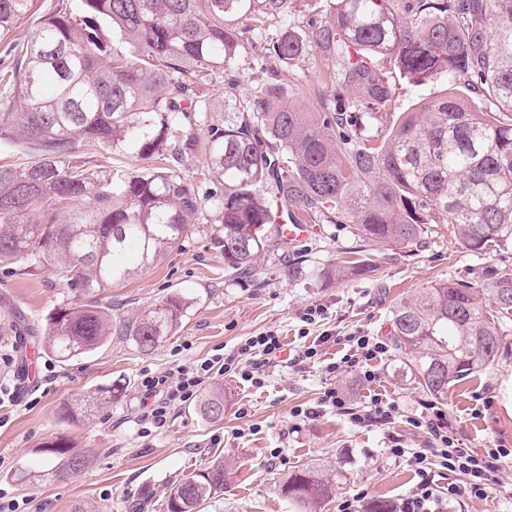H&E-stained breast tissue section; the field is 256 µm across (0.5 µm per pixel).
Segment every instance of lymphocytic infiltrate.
Listing matches in <instances>:
<instances>
[{"instance_id": "1", "label": "lymphocytic infiltrate", "mask_w": 512, "mask_h": 512, "mask_svg": "<svg viewBox=\"0 0 512 512\" xmlns=\"http://www.w3.org/2000/svg\"><path fill=\"white\" fill-rule=\"evenodd\" d=\"M324 342V337H317L288 355V366L304 368L316 364L325 377L317 408L294 409V416L312 420L316 418L318 410H331L345 416L354 426L378 428L390 427L401 420L411 431L424 435L426 439L424 448L411 454L398 444L390 450L392 456L406 458L418 477L409 495L392 504V512H451L458 491L454 488L440 491L431 477V469L436 465L448 472L465 475L467 493L472 498L485 499L495 493L512 499V486L503 480L505 468L512 461V450L488 448L479 453L464 447L445 412L436 405H424L419 413L404 418L396 401L377 397L359 405L340 386L339 379L346 373L354 374L361 385L378 380L379 372L375 364L389 350L381 337L365 334L343 337L345 352L331 362L322 359L320 346ZM280 352H283L280 336L268 331L247 337L231 352L218 353L194 367L178 369L176 377L145 378L142 385L151 402L146 406L143 422L163 426L171 404L194 400L203 384L214 374L228 375L252 386H261L266 366L274 363Z\"/></svg>"}]
</instances>
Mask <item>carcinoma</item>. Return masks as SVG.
Returning <instances> with one entry per match:
<instances>
[{"instance_id": "1", "label": "carcinoma", "mask_w": 512, "mask_h": 512, "mask_svg": "<svg viewBox=\"0 0 512 512\" xmlns=\"http://www.w3.org/2000/svg\"><path fill=\"white\" fill-rule=\"evenodd\" d=\"M33 0H0V39ZM296 0H52L8 75L0 150L17 142L37 159L0 165V264L54 273L92 295L129 281L179 245L188 224L215 213L211 244L224 269L253 272L270 247L276 210L294 224H348L356 241L416 243L449 224L466 249L512 251V0H318L296 24ZM259 48L265 79L241 92V48ZM314 48L336 63L330 93L308 112L288 73ZM379 58V63L372 58ZM399 75L414 84L467 82L499 116L457 93L423 100L388 123ZM224 77V117L205 86ZM204 135L199 194L180 163ZM128 152L145 166L91 165L81 147ZM188 310L177 292L134 319L90 301L47 317L42 348L62 362L121 336L149 351ZM512 265L476 282L450 280L400 301L393 343L433 398L509 355ZM195 412L224 418V388ZM40 452L58 473L89 456L59 435ZM337 482L315 467L279 480L291 512H327ZM224 491L213 461L172 490L166 512H202Z\"/></svg>"}]
</instances>
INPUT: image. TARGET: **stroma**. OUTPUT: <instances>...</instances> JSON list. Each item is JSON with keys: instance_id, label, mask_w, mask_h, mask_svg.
Here are the masks:
<instances>
[{"instance_id": "35a3bbf8", "label": "stroma", "mask_w": 512, "mask_h": 512, "mask_svg": "<svg viewBox=\"0 0 512 512\" xmlns=\"http://www.w3.org/2000/svg\"><path fill=\"white\" fill-rule=\"evenodd\" d=\"M327 66L312 49L294 68L299 104L318 107ZM215 226L211 211L199 213L178 247L134 279L98 293L99 304L120 318L137 316L172 292L192 298L180 328L151 351L116 337L90 357L63 363L34 355V337L0 336V501L15 504L17 512H73L77 506L84 512H166L172 489L216 459L225 465L224 491L203 512H288L278 480L302 464L339 475L340 499L360 492L365 502L381 497L393 503L412 491L416 477L388 450L395 441L407 452L420 450L424 436L401 423L386 430L356 427L331 411L313 420L294 417L295 408L317 404L324 386L318 368L267 367L259 388L216 376L224 388L223 420L203 421L193 404H176L164 426L148 429L141 422L142 381L269 330L288 350L298 345L301 330L324 337V359L336 360V337L362 331L390 339L391 311L402 297L451 279L476 280L499 257L470 252L447 225L434 224L416 245L367 244L361 256L372 271L340 276L336 269L354 245L350 229L318 223L307 240L281 242L261 254L254 276L241 278L225 271L223 256L211 248ZM83 301L49 272L0 269V313L21 311L34 328H44L52 309ZM310 305L323 306L326 315L306 327L300 314ZM378 367L380 377L369 386L342 377L356 403L391 398L408 416L430 402L396 350ZM114 383L123 385L122 394L98 398ZM82 399L91 408L73 423L62 422V407ZM443 408L468 448L512 449V355L451 386ZM61 433L91 461L56 478L47 475L39 448Z\"/></svg>"}]
</instances>
